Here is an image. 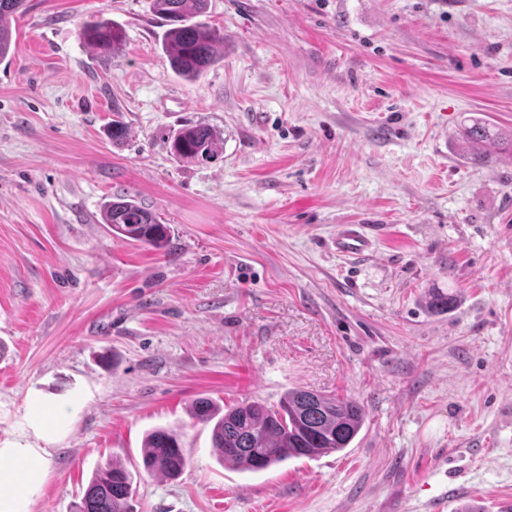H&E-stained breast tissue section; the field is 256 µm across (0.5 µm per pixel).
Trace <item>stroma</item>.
I'll list each match as a JSON object with an SVG mask.
<instances>
[{
    "mask_svg": "<svg viewBox=\"0 0 512 512\" xmlns=\"http://www.w3.org/2000/svg\"><path fill=\"white\" fill-rule=\"evenodd\" d=\"M123 49L92 56L98 16ZM224 58L177 77L149 0H26L0 63V445L53 436L31 512H74L110 460L136 512H512V0H209ZM129 130L113 144V120ZM209 126L216 159L167 141ZM128 195L162 253L113 236ZM363 227L369 253L333 239ZM453 298L434 309L437 295ZM360 402L349 448L261 472L222 463L205 396ZM67 407L39 423L35 403ZM179 431L174 479L142 472ZM79 38L96 55H109L125 44V31L121 24L101 15L79 29ZM459 136L465 147L477 150V157L482 159H488L495 148L500 146L501 136L498 131L479 119L464 127ZM103 223L113 235L158 252L166 250L170 241V227L128 195L105 203ZM336 252L348 257H358L370 251L371 240L359 225L348 224L336 234ZM142 465L149 474L179 476L187 464L180 433L166 428L151 431L144 439Z\"/></svg>",
    "mask_w": 512,
    "mask_h": 512,
    "instance_id": "obj_1",
    "label": "stroma"
}]
</instances>
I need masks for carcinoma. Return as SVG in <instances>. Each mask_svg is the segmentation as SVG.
Masks as SVG:
<instances>
[{
    "instance_id": "obj_1",
    "label": "carcinoma",
    "mask_w": 512,
    "mask_h": 512,
    "mask_svg": "<svg viewBox=\"0 0 512 512\" xmlns=\"http://www.w3.org/2000/svg\"><path fill=\"white\" fill-rule=\"evenodd\" d=\"M26 0H0V61L12 49L11 18L25 10ZM209 0H150V9L165 31L162 49L176 76L200 78L218 59L224 33L202 20ZM79 38L96 55H109L125 44L121 24L101 16L79 29ZM468 149L487 159L500 145L495 128L476 119L459 133ZM223 150L206 125L183 128L168 144V151L183 161H207ZM103 223L115 236L158 252L166 250L170 227L131 196L105 203ZM193 419L212 425V447L221 461L235 468L259 472L291 459L341 451L360 432L365 411L354 400H343L293 389L272 410L258 401L221 406L201 397L191 405ZM187 464L180 433L166 428L144 439L142 465L150 474L179 476ZM134 474L121 463L108 462L96 469L75 512H135Z\"/></svg>"
}]
</instances>
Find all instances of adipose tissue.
Instances as JSON below:
<instances>
[{
  "mask_svg": "<svg viewBox=\"0 0 512 512\" xmlns=\"http://www.w3.org/2000/svg\"><path fill=\"white\" fill-rule=\"evenodd\" d=\"M49 463L46 449L27 443L0 446V512H30Z\"/></svg>",
  "mask_w": 512,
  "mask_h": 512,
  "instance_id": "obj_1",
  "label": "adipose tissue"
}]
</instances>
